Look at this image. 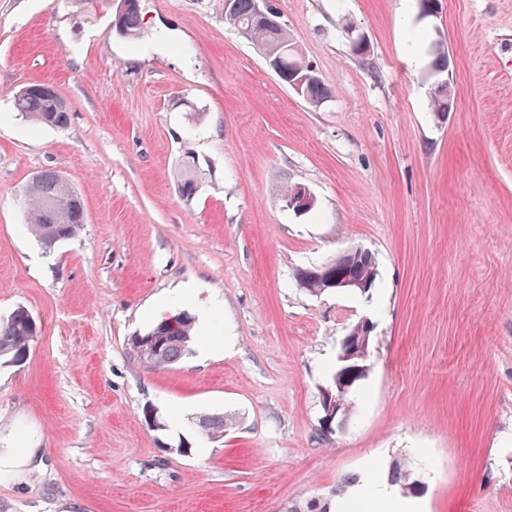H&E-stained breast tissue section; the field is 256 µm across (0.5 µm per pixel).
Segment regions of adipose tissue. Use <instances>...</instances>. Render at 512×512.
Segmentation results:
<instances>
[{"mask_svg": "<svg viewBox=\"0 0 512 512\" xmlns=\"http://www.w3.org/2000/svg\"><path fill=\"white\" fill-rule=\"evenodd\" d=\"M423 507L422 501L403 498L371 472L361 476L350 492L336 501V512H422Z\"/></svg>", "mask_w": 512, "mask_h": 512, "instance_id": "obj_1", "label": "adipose tissue"}]
</instances>
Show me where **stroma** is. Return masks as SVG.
I'll use <instances>...</instances> for the list:
<instances>
[{"label":"stroma","mask_w":512,"mask_h":512,"mask_svg":"<svg viewBox=\"0 0 512 512\" xmlns=\"http://www.w3.org/2000/svg\"><path fill=\"white\" fill-rule=\"evenodd\" d=\"M438 3L272 0L332 91L314 105L221 0H141L136 40L113 0H0V317L22 307L39 329L0 361V512H335L370 470L409 473L428 512H512V0ZM31 83L68 126L14 111ZM44 170L86 208L49 251L22 195ZM293 184L309 212L286 207ZM352 246L376 257L369 294L298 286ZM185 284L232 345L151 367L129 338ZM366 314L371 369L328 433L321 391ZM137 6L131 8L126 13L118 16L115 13L113 25L119 33L127 39H138L143 30V19L140 12V3L137 0ZM291 188L292 186H289L284 195V197L287 196L285 203L288 210L291 209L297 213L310 211L315 205V198L311 191L302 184L294 185V188L290 191Z\"/></svg>","instance_id":"1"}]
</instances>
